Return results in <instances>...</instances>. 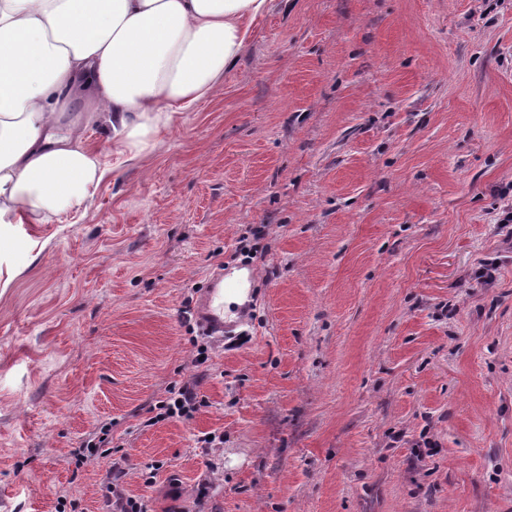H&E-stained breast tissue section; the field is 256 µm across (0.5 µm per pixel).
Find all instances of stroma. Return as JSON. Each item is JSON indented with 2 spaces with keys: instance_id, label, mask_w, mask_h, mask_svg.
Here are the masks:
<instances>
[{
  "instance_id": "1",
  "label": "stroma",
  "mask_w": 512,
  "mask_h": 512,
  "mask_svg": "<svg viewBox=\"0 0 512 512\" xmlns=\"http://www.w3.org/2000/svg\"><path fill=\"white\" fill-rule=\"evenodd\" d=\"M510 203L512 0H269L218 96L25 225L0 512H108L110 474L148 512H512ZM219 267L252 295L221 341ZM214 273L201 293L195 308V319L200 329L223 340L225 331L236 326L238 321H228L224 316V301L237 302L245 294V275L236 274L229 279L224 289V273ZM169 396L159 402L158 409L162 412L158 413L159 418L169 419H191L203 405V399L199 398L198 393L187 386H176L168 388Z\"/></svg>"
}]
</instances>
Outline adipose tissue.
Listing matches in <instances>:
<instances>
[{
    "label": "adipose tissue",
    "mask_w": 512,
    "mask_h": 512,
    "mask_svg": "<svg viewBox=\"0 0 512 512\" xmlns=\"http://www.w3.org/2000/svg\"><path fill=\"white\" fill-rule=\"evenodd\" d=\"M268 0H0V269L22 230L78 210L102 179L84 130L139 159L178 110L217 96Z\"/></svg>",
    "instance_id": "ef3b65f1"
}]
</instances>
